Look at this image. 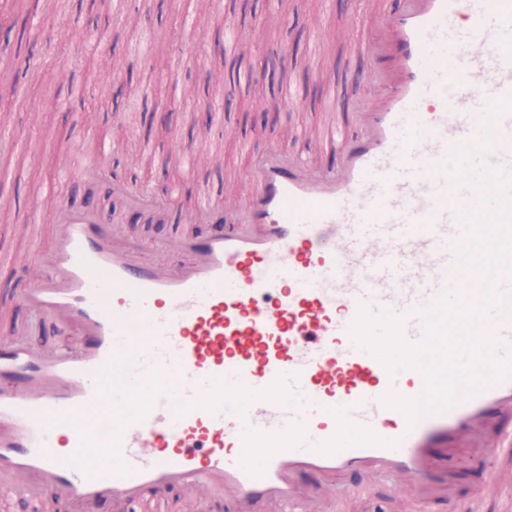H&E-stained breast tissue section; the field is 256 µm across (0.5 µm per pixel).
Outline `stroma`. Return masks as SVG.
Instances as JSON below:
<instances>
[{
	"label": "stroma",
	"instance_id": "obj_1",
	"mask_svg": "<svg viewBox=\"0 0 512 512\" xmlns=\"http://www.w3.org/2000/svg\"><path fill=\"white\" fill-rule=\"evenodd\" d=\"M15 12L10 33H0V61L26 68L18 88V112L0 131V256L15 266H0V338L20 336L35 347L76 350L81 343L69 327L24 305L20 294L30 287L22 269L50 270L54 248V208L91 207L126 235L139 239L147 257L170 264L181 257L180 235L206 236L210 224L187 222L185 215L200 198L224 196L269 147L289 150L318 166L335 165L331 155L312 150L304 131L328 117L324 82L333 83L339 102L370 94L375 68L356 50L366 27L354 26L351 9L371 18L376 0H335L323 13L324 0H9ZM268 25L254 27L257 16ZM251 27L253 47L239 60L227 81L228 101L214 121L205 105L215 99L205 75L222 65L221 55L197 50L198 28L223 30L225 20ZM335 29V42L316 45V25ZM155 36V53H138L143 35ZM64 41L67 53L41 66L47 40ZM115 64V77L101 85L103 60ZM300 94L302 108L278 111L287 90ZM106 99L107 107L88 116L81 101ZM45 122L32 127L31 110ZM210 153L209 167L196 168L175 154L174 141ZM120 157L123 178L155 192L177 187L178 194L156 210L132 207L107 183L112 159ZM40 206L39 227L25 228L26 216ZM491 467L502 489L482 491L483 474L461 458L450 483L459 499L474 500L478 512H512V457L494 456ZM341 495L335 512H364L371 498L385 499L389 512H445L442 503H422L412 496L407 477L392 485L364 482L354 476L337 480Z\"/></svg>",
	"mask_w": 512,
	"mask_h": 512
}]
</instances>
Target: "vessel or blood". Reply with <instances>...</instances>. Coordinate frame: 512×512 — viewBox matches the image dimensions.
Here are the masks:
<instances>
[{"label":"vessel or blood","instance_id":"vessel-or-blood-1","mask_svg":"<svg viewBox=\"0 0 512 512\" xmlns=\"http://www.w3.org/2000/svg\"><path fill=\"white\" fill-rule=\"evenodd\" d=\"M361 52L389 57L374 92L316 149L336 166L256 158L224 229L183 238L175 266L95 212L58 215L49 273L22 296L83 337L49 356L0 344V493L101 512L176 485L208 484L279 512L345 473H405L420 493L460 453L512 456V378L408 427L381 404L416 396L357 349L360 308L401 313L434 299L463 234L440 203V162L480 135L488 104L512 137V0H405L372 17ZM475 165L512 173V144Z\"/></svg>","mask_w":512,"mask_h":512}]
</instances>
